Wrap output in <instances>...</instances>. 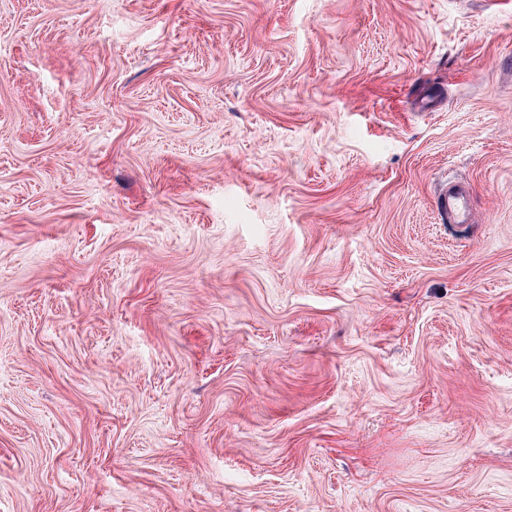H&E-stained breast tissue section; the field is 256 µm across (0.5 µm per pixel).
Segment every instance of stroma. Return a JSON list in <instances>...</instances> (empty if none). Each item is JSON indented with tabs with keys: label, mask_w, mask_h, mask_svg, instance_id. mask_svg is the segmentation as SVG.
I'll list each match as a JSON object with an SVG mask.
<instances>
[{
	"label": "stroma",
	"mask_w": 512,
	"mask_h": 512,
	"mask_svg": "<svg viewBox=\"0 0 512 512\" xmlns=\"http://www.w3.org/2000/svg\"><path fill=\"white\" fill-rule=\"evenodd\" d=\"M0 512H512V0H0ZM472 191L462 184L445 187L435 196V210L442 223L448 218L454 224H468L471 221Z\"/></svg>",
	"instance_id": "stroma-1"
}]
</instances>
